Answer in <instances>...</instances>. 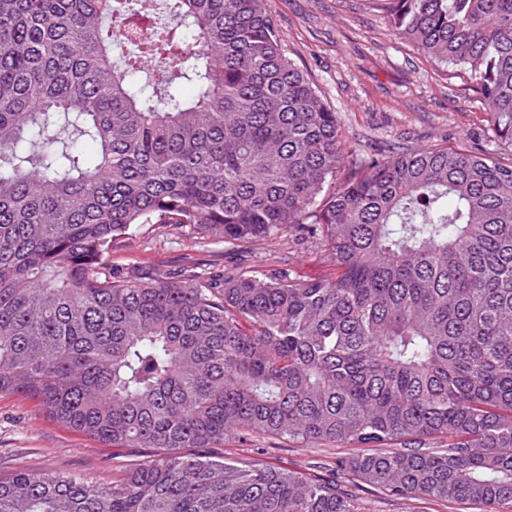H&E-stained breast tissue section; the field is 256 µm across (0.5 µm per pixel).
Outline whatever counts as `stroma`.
I'll return each mask as SVG.
<instances>
[{"instance_id":"stroma-1","label":"stroma","mask_w":512,"mask_h":512,"mask_svg":"<svg viewBox=\"0 0 512 512\" xmlns=\"http://www.w3.org/2000/svg\"><path fill=\"white\" fill-rule=\"evenodd\" d=\"M288 58L317 86L338 116L345 168L370 156L448 147L493 154L512 163L499 145L479 96L469 83L448 76L400 38L375 0H265ZM108 264L119 276H172L191 269L221 274L242 266L292 269L306 279L330 277L333 268L319 240L288 235L242 251L221 241L198 242L188 228L151 231L138 226L115 245ZM332 443L294 444L231 436L215 457L260 460L303 474L327 473L351 455ZM149 448H112L48 419L21 396H0V477L22 468L52 470L88 480L120 479L131 465L150 460ZM361 512H484L460 500L401 499L366 485L354 488Z\"/></svg>"}]
</instances>
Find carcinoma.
Wrapping results in <instances>:
<instances>
[{
	"mask_svg": "<svg viewBox=\"0 0 512 512\" xmlns=\"http://www.w3.org/2000/svg\"><path fill=\"white\" fill-rule=\"evenodd\" d=\"M134 2L0 0V396L155 454L112 483L19 469L0 512H359L334 475L181 452L230 434L365 448L340 475L397 498L512 505V165L429 148L342 177L264 0H172L138 43ZM379 2L512 149V0ZM139 224L299 228L336 277L126 280L106 255Z\"/></svg>",
	"mask_w": 512,
	"mask_h": 512,
	"instance_id": "carcinoma-1",
	"label": "carcinoma"
}]
</instances>
